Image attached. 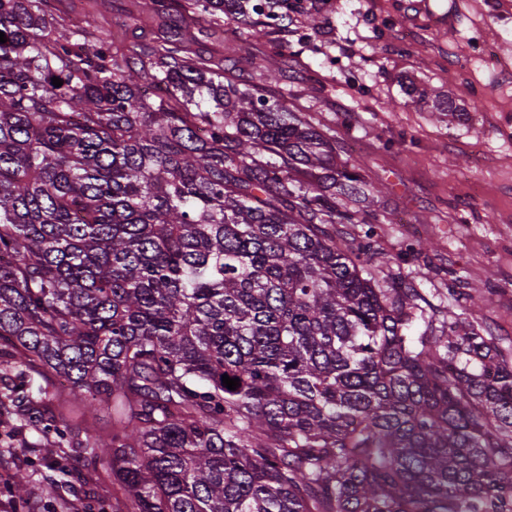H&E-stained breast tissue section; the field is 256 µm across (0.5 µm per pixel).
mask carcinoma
Instances as JSON below:
<instances>
[{"label": "carcinoma", "instance_id": "obj_1", "mask_svg": "<svg viewBox=\"0 0 512 512\" xmlns=\"http://www.w3.org/2000/svg\"><path fill=\"white\" fill-rule=\"evenodd\" d=\"M318 2L0 0V404L125 512H512V357L253 52ZM84 481L80 482L83 489H86L94 496L95 501L93 502V512H120L117 511V505L115 498L120 497V493L117 490V486L112 485V476L108 468L107 463L98 466V475L91 478L86 475L83 471Z\"/></svg>", "mask_w": 512, "mask_h": 512}]
</instances>
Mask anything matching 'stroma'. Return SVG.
<instances>
[{
  "mask_svg": "<svg viewBox=\"0 0 512 512\" xmlns=\"http://www.w3.org/2000/svg\"><path fill=\"white\" fill-rule=\"evenodd\" d=\"M321 35L304 39V20L260 39L281 51L271 92L309 106L336 135L339 160L362 164L387 191L374 225L379 250L401 263L406 283L447 309L450 292L478 297L475 320L512 349V0H331ZM452 98L464 121H449ZM15 430L17 497L0 478V512H66L74 495L48 482L59 452Z\"/></svg>",
  "mask_w": 512,
  "mask_h": 512,
  "instance_id": "stroma-1",
  "label": "stroma"
}]
</instances>
